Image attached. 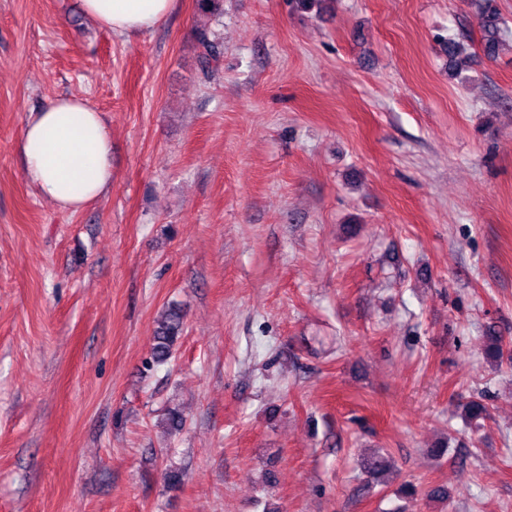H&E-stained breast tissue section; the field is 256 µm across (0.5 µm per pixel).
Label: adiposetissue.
I'll use <instances>...</instances> for the list:
<instances>
[{"label":"adipose tissue","instance_id":"1","mask_svg":"<svg viewBox=\"0 0 512 512\" xmlns=\"http://www.w3.org/2000/svg\"><path fill=\"white\" fill-rule=\"evenodd\" d=\"M175 0H81L83 11L119 34L163 23ZM22 177L58 208L82 209L112 184V140L100 112L84 99L60 97L22 126Z\"/></svg>","mask_w":512,"mask_h":512}]
</instances>
